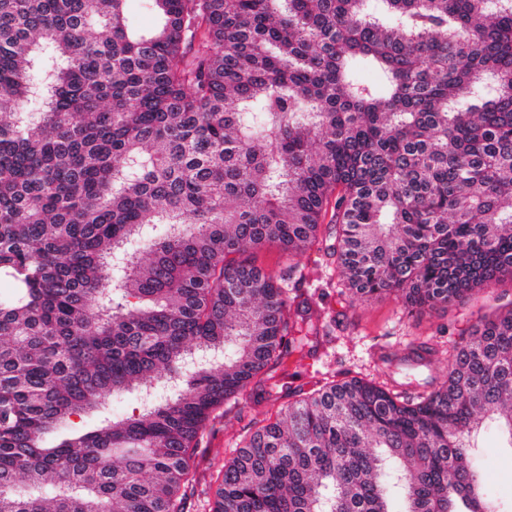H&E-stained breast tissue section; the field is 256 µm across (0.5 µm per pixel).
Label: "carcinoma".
Wrapping results in <instances>:
<instances>
[{"instance_id": "cac0c4a2", "label": "carcinoma", "mask_w": 512, "mask_h": 512, "mask_svg": "<svg viewBox=\"0 0 512 512\" xmlns=\"http://www.w3.org/2000/svg\"><path fill=\"white\" fill-rule=\"evenodd\" d=\"M127 2L0 0V512H185L215 413L317 334L288 279L324 225L366 301L512 275V0H146L147 33ZM448 360L295 395L211 512H499L472 454L512 447V307ZM128 17L132 26L143 30L151 29L156 23L154 13L147 10L140 0L129 1ZM285 261L282 252L274 246L265 247L254 255V263L272 274H279Z\"/></svg>"}]
</instances>
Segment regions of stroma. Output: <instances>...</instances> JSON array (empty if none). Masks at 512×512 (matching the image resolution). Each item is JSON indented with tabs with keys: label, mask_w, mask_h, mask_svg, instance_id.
<instances>
[{
	"label": "stroma",
	"mask_w": 512,
	"mask_h": 512,
	"mask_svg": "<svg viewBox=\"0 0 512 512\" xmlns=\"http://www.w3.org/2000/svg\"><path fill=\"white\" fill-rule=\"evenodd\" d=\"M297 263L304 277L292 286L322 308L325 319L317 350L304 357L291 356L277 367L278 379L289 390L308 391L319 381L358 377L412 394L424 383L447 377L446 352L475 324L473 310L492 316L512 306V278L507 276L478 299L449 307L447 312L412 313L391 297L353 300L339 283L330 242L308 250ZM288 392L271 403L265 400L262 386H254L245 403L219 413L208 425L195 452L196 482L187 491L185 512H210L225 459L255 422L288 403ZM477 445L487 490L501 512H512V448L494 425L478 435Z\"/></svg>",
	"instance_id": "35a3bbf8"
}]
</instances>
